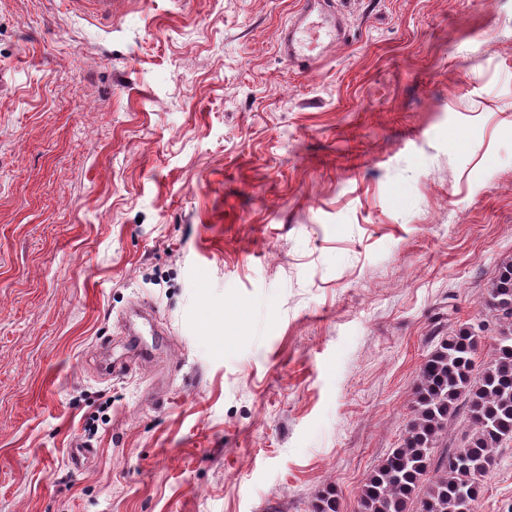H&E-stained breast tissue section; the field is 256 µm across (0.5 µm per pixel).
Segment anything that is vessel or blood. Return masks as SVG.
Listing matches in <instances>:
<instances>
[{
    "mask_svg": "<svg viewBox=\"0 0 512 512\" xmlns=\"http://www.w3.org/2000/svg\"><path fill=\"white\" fill-rule=\"evenodd\" d=\"M343 37V23L331 0H302L295 21L281 33L279 51L288 65L308 71L330 44Z\"/></svg>",
    "mask_w": 512,
    "mask_h": 512,
    "instance_id": "vessel-or-blood-1",
    "label": "vessel or blood"
}]
</instances>
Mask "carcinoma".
Here are the masks:
<instances>
[{"instance_id": "obj_1", "label": "carcinoma", "mask_w": 512, "mask_h": 512, "mask_svg": "<svg viewBox=\"0 0 512 512\" xmlns=\"http://www.w3.org/2000/svg\"><path fill=\"white\" fill-rule=\"evenodd\" d=\"M485 307L499 326L490 359L479 360V337L469 326L430 340L412 417L398 446L367 475L357 512H478L497 451L512 443V260L499 266ZM458 423L465 430L454 437ZM341 509L331 490L311 504V512Z\"/></svg>"}]
</instances>
